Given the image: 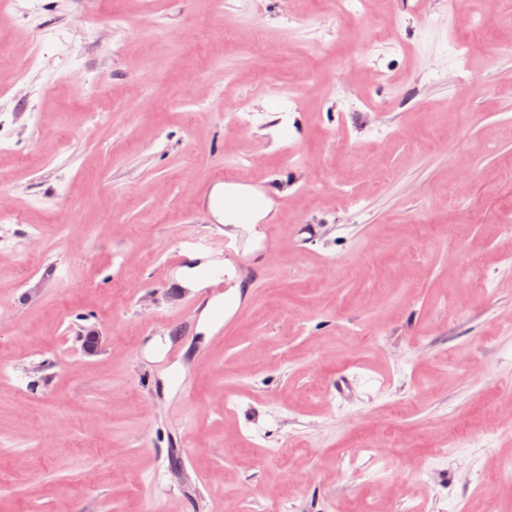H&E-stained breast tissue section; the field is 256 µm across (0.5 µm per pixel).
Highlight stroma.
Segmentation results:
<instances>
[{
	"label": "stroma",
	"mask_w": 512,
	"mask_h": 512,
	"mask_svg": "<svg viewBox=\"0 0 512 512\" xmlns=\"http://www.w3.org/2000/svg\"><path fill=\"white\" fill-rule=\"evenodd\" d=\"M0 52V512H462L512 455V0H18ZM224 169L279 218L176 379L138 288Z\"/></svg>",
	"instance_id": "obj_1"
}]
</instances>
